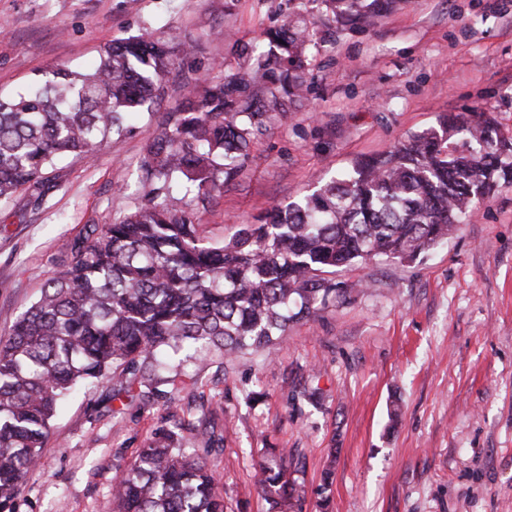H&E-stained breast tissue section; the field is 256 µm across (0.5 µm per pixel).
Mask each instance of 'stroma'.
Segmentation results:
<instances>
[{"label": "stroma", "instance_id": "1", "mask_svg": "<svg viewBox=\"0 0 512 512\" xmlns=\"http://www.w3.org/2000/svg\"><path fill=\"white\" fill-rule=\"evenodd\" d=\"M315 0H0V92L60 62L93 66L113 38L149 33L178 54L164 93L133 133L94 162L54 167L41 205L0 203V336L70 261L89 224L140 208V162L197 78L242 64L273 19ZM309 89L274 118L207 208L208 241L264 223L318 183L386 153L442 115L489 112L512 133V0H404L371 28L331 26L308 55ZM343 302L293 323L266 350L208 355L197 376L154 399L101 408L108 390L55 415L14 512H102L114 480L174 420L215 423L208 454L225 512H269L255 469L295 451L298 512H512V186H499L413 264L339 269Z\"/></svg>", "mask_w": 512, "mask_h": 512}]
</instances>
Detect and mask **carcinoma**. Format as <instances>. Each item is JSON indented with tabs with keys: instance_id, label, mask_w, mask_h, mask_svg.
I'll return each mask as SVG.
<instances>
[{
	"instance_id": "obj_1",
	"label": "carcinoma",
	"mask_w": 512,
	"mask_h": 512,
	"mask_svg": "<svg viewBox=\"0 0 512 512\" xmlns=\"http://www.w3.org/2000/svg\"><path fill=\"white\" fill-rule=\"evenodd\" d=\"M321 18L281 21L245 69L206 77L171 114L141 163L150 190L141 208L92 224L72 260L0 339V512L35 468L62 402L77 388L112 381V400L165 398L184 361L264 349L296 321L347 289L333 276L378 257L424 256L460 214L512 185V137L494 118L444 116L393 150L362 160L312 194L276 207L263 224L212 245L195 223L249 158L271 117L307 84V50L328 19L365 29L396 0H316ZM174 67L170 42L117 37L83 73L60 63L24 92L0 93V201L27 189L41 201L47 171L68 155L95 157L158 104ZM477 147H472L471 143ZM221 442L209 424L193 444ZM164 429L116 482L105 512H224L206 459ZM257 487L273 512L300 495L286 449H270Z\"/></svg>"
}]
</instances>
